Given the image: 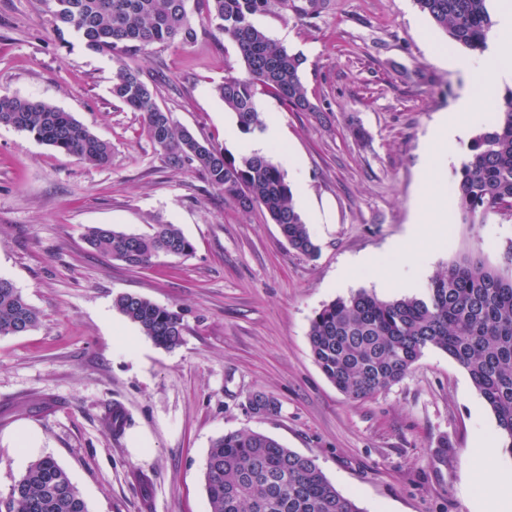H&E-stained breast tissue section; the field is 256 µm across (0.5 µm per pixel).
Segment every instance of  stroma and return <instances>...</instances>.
Masks as SVG:
<instances>
[{"label": "stroma", "mask_w": 512, "mask_h": 512, "mask_svg": "<svg viewBox=\"0 0 512 512\" xmlns=\"http://www.w3.org/2000/svg\"><path fill=\"white\" fill-rule=\"evenodd\" d=\"M316 9L314 19H255L306 59L315 111H289L262 92L256 104L286 132L269 158L293 157L285 176L309 200L299 213L318 252L307 257L261 208L241 210L198 174L166 164L140 113L113 98L110 56L73 37L59 42L42 0H0V93L51 103L112 145L109 165L93 168L0 126V276L40 314L32 331L0 336V438L23 422L35 428L88 512H210L207 453L216 437L243 429L313 457L364 512H475L512 475L506 454L496 474L475 482L468 450L499 428L443 351L426 350L401 382L360 401L312 357L310 322L324 304L361 290L405 296L382 287L380 271L404 261L429 279L465 256L497 266L512 243V215L459 219L452 187L469 138L459 139L446 179L419 182L428 133L469 80L440 58L466 48L449 46L414 0H318ZM134 63L164 68L159 102L178 125L241 155L224 136L233 115L214 92L226 74L245 73L230 41L153 49ZM433 193L448 199L447 236L431 254L422 241L393 253L416 195ZM155 224L177 225L192 255L133 268L83 241L90 226L142 234ZM123 293L181 312L183 344L168 351L142 335L114 306ZM256 392L277 413L254 414ZM115 405L128 417L119 435L106 424ZM138 435L148 439L142 458L129 451Z\"/></svg>", "instance_id": "1"}]
</instances>
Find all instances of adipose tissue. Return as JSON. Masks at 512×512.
<instances>
[{
	"mask_svg": "<svg viewBox=\"0 0 512 512\" xmlns=\"http://www.w3.org/2000/svg\"><path fill=\"white\" fill-rule=\"evenodd\" d=\"M446 63L449 67L468 72L471 84L429 135L426 179L434 183L444 175L447 157L458 137L479 125L482 114L478 104L488 88L512 83V0H499L498 35L488 41L482 54L475 57L452 56Z\"/></svg>",
	"mask_w": 512,
	"mask_h": 512,
	"instance_id": "adipose-tissue-1",
	"label": "adipose tissue"
}]
</instances>
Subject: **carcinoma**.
I'll return each instance as SVG.
<instances>
[{
  "mask_svg": "<svg viewBox=\"0 0 512 512\" xmlns=\"http://www.w3.org/2000/svg\"><path fill=\"white\" fill-rule=\"evenodd\" d=\"M52 30L71 34L86 48L112 56V95L141 114L146 136L175 169L200 175L241 209H264L288 245L313 256L318 251L296 209L293 189L271 159L238 157L177 125L158 103L156 79L127 59L154 46L190 45L203 37L231 41L246 76L231 73L215 86L238 129H262L256 94L275 96L294 112H315L302 82L305 58L291 53L256 26L253 18L275 11L309 12L296 0H43ZM420 12L442 29L450 45L481 51L493 21L489 0H415ZM492 124L477 133L460 167L458 209L463 224H481L491 212L512 203V90L489 101ZM31 135L79 162L104 167L112 146L70 113L44 101L0 94V126ZM83 239L94 251L135 268L149 267L163 254L183 258L192 243L175 224H155L133 234L91 226ZM504 267L464 258L437 273L420 296L381 300L359 291L331 301L311 320V353L325 377L352 399L371 398L402 381L428 348L448 354L467 370L485 405L494 413L512 453V242ZM115 307L156 345L174 349L183 342L180 312L133 294ZM39 313L8 279L0 277V336L37 326ZM254 413L270 415L278 405L252 394ZM128 418L112 407L106 424L122 433ZM210 512H363L341 494L315 459L282 446L262 433L227 432L212 442L204 467ZM66 472L50 457L35 460L12 485L7 512H88Z\"/></svg>",
  "mask_w": 512,
  "mask_h": 512,
  "instance_id": "carcinoma-1",
  "label": "carcinoma"
}]
</instances>
